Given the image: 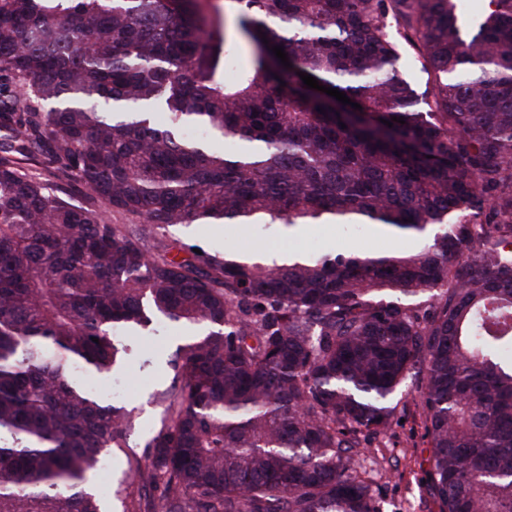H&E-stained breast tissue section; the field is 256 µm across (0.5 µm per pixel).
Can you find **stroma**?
Segmentation results:
<instances>
[{
    "label": "stroma",
    "mask_w": 512,
    "mask_h": 512,
    "mask_svg": "<svg viewBox=\"0 0 512 512\" xmlns=\"http://www.w3.org/2000/svg\"><path fill=\"white\" fill-rule=\"evenodd\" d=\"M167 241L193 246L207 254H221L246 246L261 252L279 255L294 250L359 253L410 251L417 242L410 237L380 234L362 229L351 235L340 224H309L286 227L242 228L236 224H180L166 228ZM121 341L127 346L126 363L114 372L99 376L96 394L104 400L115 399L133 409L135 424L123 448H109L103 453L110 463L108 474L94 473V494L99 495L105 512H153L155 496L142 480L134 476L129 462L146 459L145 442L159 424L163 407L156 402L157 393L173 382L169 366L176 350L184 344V331L178 325L162 321L153 330L125 333ZM396 418L391 439L382 448L362 451L363 465L369 480L379 489L380 512H439L430 494L429 470L431 450L424 436L421 420L414 414L413 397L402 394L396 398Z\"/></svg>",
    "instance_id": "1"
}]
</instances>
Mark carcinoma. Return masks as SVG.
<instances>
[{"mask_svg": "<svg viewBox=\"0 0 512 512\" xmlns=\"http://www.w3.org/2000/svg\"><path fill=\"white\" fill-rule=\"evenodd\" d=\"M234 2L251 57L228 83L194 0H0V512H103L89 476L134 412L79 376L158 318L191 336L134 468L154 512H379L361 449L403 391L439 512H512V0L465 38L456 0ZM43 149L57 166L24 171ZM194 222L428 243L180 258L157 236ZM399 41V65L404 77L413 87L421 91L424 89L427 81V74L423 71L418 50L404 42L398 37Z\"/></svg>", "mask_w": 512, "mask_h": 512, "instance_id": "1", "label": "carcinoma"}]
</instances>
